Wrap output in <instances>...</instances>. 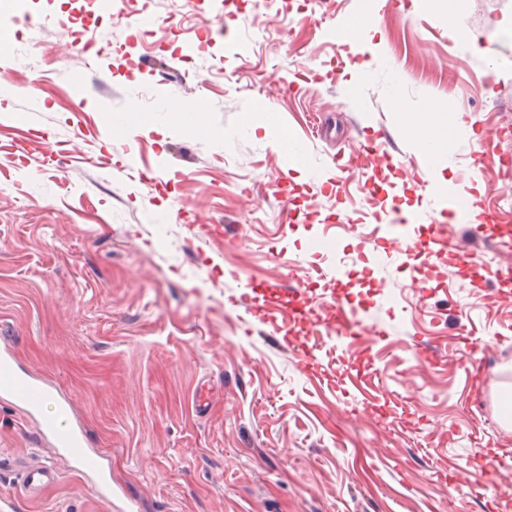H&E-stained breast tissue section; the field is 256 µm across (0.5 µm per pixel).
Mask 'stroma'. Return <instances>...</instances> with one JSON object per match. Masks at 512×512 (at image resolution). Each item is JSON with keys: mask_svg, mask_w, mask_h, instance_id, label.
Returning a JSON list of instances; mask_svg holds the SVG:
<instances>
[{"mask_svg": "<svg viewBox=\"0 0 512 512\" xmlns=\"http://www.w3.org/2000/svg\"><path fill=\"white\" fill-rule=\"evenodd\" d=\"M68 8L0 0V352L72 403L113 492L0 397V512H512L489 489L512 472L491 261L512 247V0H123L100 28ZM450 106L465 129L434 168L405 124ZM373 145L389 167L364 168ZM458 193L499 221L453 220L432 252ZM333 303L365 342L314 348ZM18 458L57 481L22 493Z\"/></svg>", "mask_w": 512, "mask_h": 512, "instance_id": "obj_1", "label": "stroma"}]
</instances>
